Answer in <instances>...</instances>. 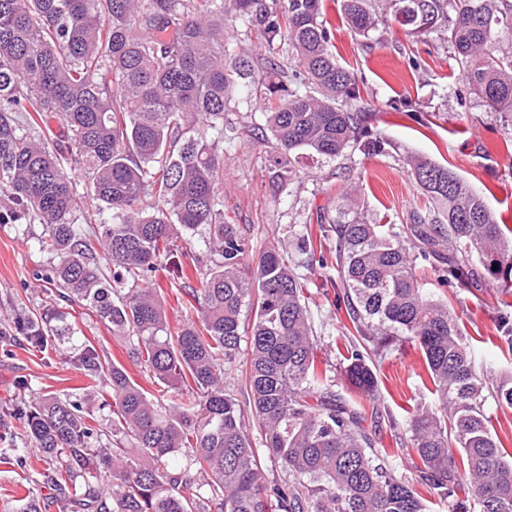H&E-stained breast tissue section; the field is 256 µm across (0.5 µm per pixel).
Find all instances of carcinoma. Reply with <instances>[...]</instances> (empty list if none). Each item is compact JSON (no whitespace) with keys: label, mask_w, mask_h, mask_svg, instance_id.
<instances>
[{"label":"carcinoma","mask_w":512,"mask_h":512,"mask_svg":"<svg viewBox=\"0 0 512 512\" xmlns=\"http://www.w3.org/2000/svg\"><path fill=\"white\" fill-rule=\"evenodd\" d=\"M375 2L342 0L355 33L377 25ZM382 2L413 36L444 30L473 93L512 112V55L500 45L512 0ZM320 13L321 0H0V223L41 224L36 245L55 259L45 276L54 304L0 317V336L38 349L70 341L68 308L78 305L175 395L161 404L122 365L78 345L72 360L88 383L110 384L112 424L51 395L14 414L48 465V493L20 512H427L415 485L451 503L464 480L476 512H512V455L491 431L486 381L400 234L368 221L352 195L336 220L320 219L319 240H273L256 256L224 220V112L246 74L266 113L258 132L279 157L385 150L369 113L347 105L359 98L356 81ZM226 17L259 30L270 51L288 46V81L275 60L257 74L226 47ZM51 119L59 137L35 136ZM411 174L425 209L406 230L436 261L437 281L467 288L483 275L512 288V241L484 197L428 159H413ZM179 239L186 249H174ZM325 241L335 242L332 263ZM185 264L199 276L182 289L196 318L173 326L156 273ZM329 266L358 334L343 355L351 391L375 395L373 358L398 342L422 350L436 402L408 421L400 452L420 460L411 476L388 469L363 409L336 400L319 360L296 268ZM238 369L245 406L226 388ZM493 393L512 408V376Z\"/></svg>","instance_id":"carcinoma-1"}]
</instances>
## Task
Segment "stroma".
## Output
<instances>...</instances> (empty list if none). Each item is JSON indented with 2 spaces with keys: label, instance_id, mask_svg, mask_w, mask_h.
Listing matches in <instances>:
<instances>
[{
  "label": "stroma",
  "instance_id": "35a3bbf8",
  "mask_svg": "<svg viewBox=\"0 0 512 512\" xmlns=\"http://www.w3.org/2000/svg\"><path fill=\"white\" fill-rule=\"evenodd\" d=\"M320 20L328 30L336 56L352 68L359 106L371 114L373 133L387 140L385 152L350 150L326 161L303 155L294 160L295 177L278 183L276 155L270 143L254 136L263 124L250 80L239 89L224 114V211L250 236L254 248L273 239L291 240L317 232L318 216L335 215L346 193L357 192L366 214L382 224H408L423 206V197L406 163L418 154L447 166L481 193L499 223L512 228V116L489 111L462 76L443 32L407 36L396 21L380 23L368 36L355 34L345 23L339 0H322ZM41 224H0V307L31 309L46 301L39 277L50 266L49 254L35 240ZM421 276L428 291L447 300L463 335L476 350V367L486 380L512 374V354L497 346L498 317H512V294L482 280L469 288L456 282L440 285L431 270ZM337 273L322 269L307 277L319 356L336 377L335 391L351 393L339 380L343 359L338 350L348 340V322L335 285ZM70 322L80 340L93 345L109 361L126 365L143 387L151 382L130 366L123 342L84 309L72 311ZM69 344L55 342L35 350L11 336L0 337V410H21L42 394L72 400L83 394L86 380L70 361ZM420 349L406 342L392 350L380 366L374 399L363 408L378 407L380 422L364 421L374 447L396 449L394 466L406 474L416 457L399 453L407 420L417 408L433 404L423 385ZM46 464L39 449L21 433L0 440V512H17L22 500L42 490Z\"/></svg>",
  "mask_w": 512,
  "mask_h": 512
}]
</instances>
